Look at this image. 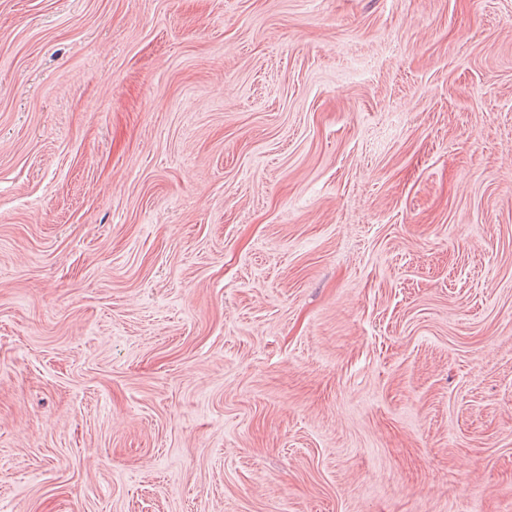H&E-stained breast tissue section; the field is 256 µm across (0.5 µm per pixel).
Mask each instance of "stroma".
I'll return each instance as SVG.
<instances>
[{
  "instance_id": "stroma-1",
  "label": "stroma",
  "mask_w": 512,
  "mask_h": 512,
  "mask_svg": "<svg viewBox=\"0 0 512 512\" xmlns=\"http://www.w3.org/2000/svg\"><path fill=\"white\" fill-rule=\"evenodd\" d=\"M0 512H512V0H0Z\"/></svg>"
}]
</instances>
